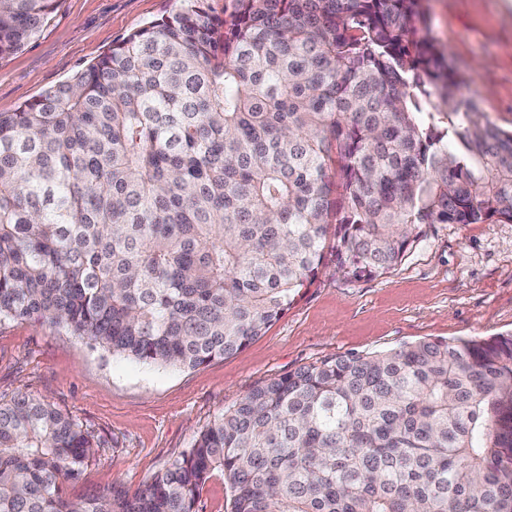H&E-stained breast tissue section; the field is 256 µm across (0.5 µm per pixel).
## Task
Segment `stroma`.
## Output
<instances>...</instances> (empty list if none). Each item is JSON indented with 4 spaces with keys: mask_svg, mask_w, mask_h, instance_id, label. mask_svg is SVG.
Instances as JSON below:
<instances>
[{
    "mask_svg": "<svg viewBox=\"0 0 512 512\" xmlns=\"http://www.w3.org/2000/svg\"><path fill=\"white\" fill-rule=\"evenodd\" d=\"M181 0H58L41 32L0 59V112L67 81ZM418 27L479 91L480 108L512 130V16L498 0H421ZM512 333V223L427 224L393 269L352 279L325 259L317 279L262 336L196 369L115 358L62 329L0 324V398H47L94 437L70 497L137 489L191 448L257 383L333 354L428 338Z\"/></svg>",
    "mask_w": 512,
    "mask_h": 512,
    "instance_id": "obj_1",
    "label": "stroma"
}]
</instances>
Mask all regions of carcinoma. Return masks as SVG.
<instances>
[{
  "label": "carcinoma",
  "instance_id": "obj_1",
  "mask_svg": "<svg viewBox=\"0 0 512 512\" xmlns=\"http://www.w3.org/2000/svg\"><path fill=\"white\" fill-rule=\"evenodd\" d=\"M0 112V322L194 369L318 276L376 277L426 224L512 223V132L482 119L419 0H206ZM57 0H0V57ZM93 456L0 400V512H512V334L325 356L252 387L143 489L72 500ZM231 490L222 479L210 481L201 494L199 512H228Z\"/></svg>",
  "mask_w": 512,
  "mask_h": 512
}]
</instances>
